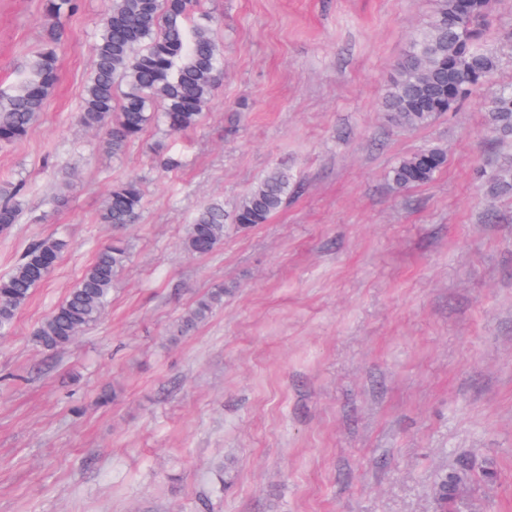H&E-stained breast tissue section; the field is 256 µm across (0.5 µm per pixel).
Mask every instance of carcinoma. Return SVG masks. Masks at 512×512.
Listing matches in <instances>:
<instances>
[{
  "instance_id": "obj_1",
  "label": "carcinoma",
  "mask_w": 512,
  "mask_h": 512,
  "mask_svg": "<svg viewBox=\"0 0 512 512\" xmlns=\"http://www.w3.org/2000/svg\"><path fill=\"white\" fill-rule=\"evenodd\" d=\"M498 0H436L430 21L411 38L395 66L385 97L394 123L420 127L434 117L456 111L477 87L499 69V48L490 39ZM80 0H45L50 23L37 50L9 89H0V147L24 139L43 111L58 77L61 18L77 12ZM213 18L202 0H110L93 49V66L82 94L80 121L105 130V148L125 153L154 121L178 133L196 126L217 86L221 49L213 35ZM487 126L504 142L512 141V85L500 89L486 114ZM448 161L438 146L400 159L389 174L398 189L426 184ZM492 189L512 191V163L486 174ZM292 190L288 172L275 169L261 179L226 215L213 201L187 225L183 249L194 256L213 252L224 242L226 220L240 229L266 224L286 204ZM24 182L0 184V233L19 223ZM141 181L130 178L110 189L99 214L114 228L134 224L143 207ZM65 247L53 236L32 244L13 270L0 276V334L12 328L18 312L51 274ZM129 244L115 238L102 247L72 288L32 332L41 350L71 345L96 323L119 274L129 262ZM224 303V287L214 288L182 318L190 330ZM461 477L443 475L437 486L440 512H448Z\"/></svg>"
}]
</instances>
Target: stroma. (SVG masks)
Listing matches in <instances>:
<instances>
[{
    "label": "stroma",
    "instance_id": "obj_1",
    "mask_svg": "<svg viewBox=\"0 0 512 512\" xmlns=\"http://www.w3.org/2000/svg\"><path fill=\"white\" fill-rule=\"evenodd\" d=\"M43 4L0 0V87ZM106 4L64 19L59 83L0 148V179L28 186L0 274L37 239L68 243L0 337V512H437L447 473L455 512H512V192L479 174L512 156L485 125L512 41L458 111L408 129L385 96L434 0H205L223 67L201 122L115 158L76 118ZM431 144L446 167L396 189L390 168ZM275 169L297 187L268 223L183 250L197 210L232 212ZM132 176L144 208L101 321L40 351L34 328L111 242L99 211ZM220 285L223 307L181 332ZM460 481V476L451 475L448 477V474L441 476L439 479L437 486V500L441 512L448 511V505L453 502L455 498V491Z\"/></svg>",
    "mask_w": 512,
    "mask_h": 512
}]
</instances>
